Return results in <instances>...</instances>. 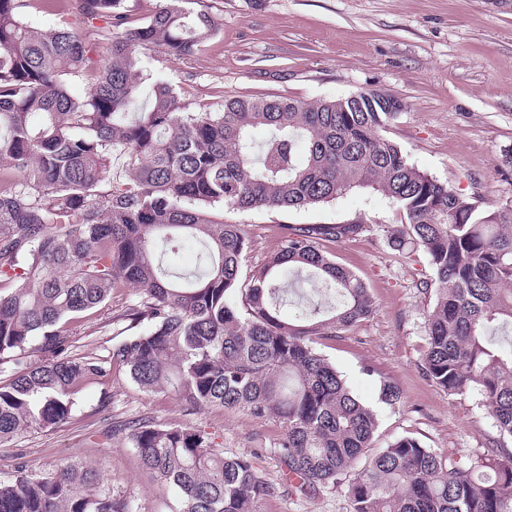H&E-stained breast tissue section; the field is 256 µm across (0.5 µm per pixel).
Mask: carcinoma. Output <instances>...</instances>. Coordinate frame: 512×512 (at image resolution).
I'll use <instances>...</instances> for the list:
<instances>
[{"label":"carcinoma","mask_w":512,"mask_h":512,"mask_svg":"<svg viewBox=\"0 0 512 512\" xmlns=\"http://www.w3.org/2000/svg\"><path fill=\"white\" fill-rule=\"evenodd\" d=\"M30 2L0 0V285H15L0 294V442L66 424L116 363L138 388L174 393L188 415L218 406L275 420L279 464L303 495L345 480L351 512H512V337L493 336L512 329V210L481 209L410 163L384 135L396 112H344L343 98L184 111L172 85L144 75L141 55L198 53L215 22L187 0H165L134 28L128 0H67L74 24L50 30L29 22ZM89 76L87 96H72L71 82ZM115 156L125 169L112 171ZM358 186L397 203L407 221L393 243L427 255L432 278L421 285L434 300L421 370L450 396H479L493 420L498 437L468 466L413 436L372 451L376 412L317 351L374 313L362 280L320 248L363 225H288L243 281L247 238L207 210L300 208ZM178 238L201 243L202 272L160 261L159 244ZM305 274L335 302L291 319L285 284ZM130 287L141 295L108 356L70 355L66 325ZM380 394L404 403L387 378ZM128 440L142 468L176 489L178 512H258L278 491L252 456L224 455L190 423L131 421ZM0 512L136 507L82 464L48 474L20 465L0 478Z\"/></svg>","instance_id":"cac0c4a2"}]
</instances>
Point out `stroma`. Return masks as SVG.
Listing matches in <instances>:
<instances>
[{
	"label": "stroma",
	"instance_id": "35a3bbf8",
	"mask_svg": "<svg viewBox=\"0 0 512 512\" xmlns=\"http://www.w3.org/2000/svg\"><path fill=\"white\" fill-rule=\"evenodd\" d=\"M211 14L217 30L190 62L156 52L144 69L170 82L188 111L219 108L225 100L286 97L305 102L346 98L374 89L402 100L386 131L411 163L480 207L512 205V0H190ZM250 240L243 275L258 271L276 249L282 226L362 224L357 236L324 243L336 264L354 272L375 304L373 316L318 346L349 386L376 410V447L412 435L427 447L468 464L495 437L492 419L476 396H451L423 374L426 317L432 294L420 282L431 275L423 250L391 245L406 217L390 198L369 187L297 209L215 208ZM133 288H116L90 318L72 324L71 351L106 355L123 323ZM403 392L394 410L379 399V376ZM190 421L225 455L250 453L260 476L285 483L274 453L279 425L242 410L205 408L184 415L168 392L146 393L113 366L88 388L68 423L38 429L0 444V477L15 466L51 471L83 462L98 471L115 496L138 512H174L176 492L155 483L131 448L125 423ZM260 512H350L344 486L313 496L280 491Z\"/></svg>",
	"mask_w": 512,
	"mask_h": 512
}]
</instances>
